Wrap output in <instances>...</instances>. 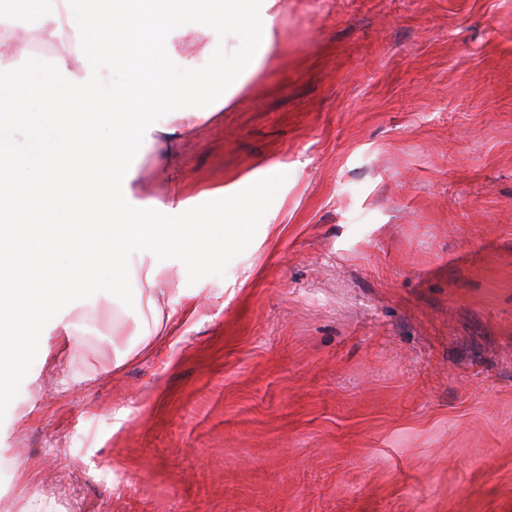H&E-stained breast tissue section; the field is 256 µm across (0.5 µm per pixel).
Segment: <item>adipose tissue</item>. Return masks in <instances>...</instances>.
<instances>
[{
	"mask_svg": "<svg viewBox=\"0 0 512 512\" xmlns=\"http://www.w3.org/2000/svg\"><path fill=\"white\" fill-rule=\"evenodd\" d=\"M23 2L69 43L71 56L50 67L33 61L41 104L25 90L0 100V394L25 352L47 361L52 342L73 338L70 312L84 289L118 292L137 281L155 313L159 258L201 260L241 242L238 234L214 237L206 224L143 222L158 204L131 197L127 155L142 144L167 159L198 119L229 106L243 75L274 48V13L288 8L287 0ZM177 11L196 14L232 42V61L215 79L226 92L202 108L189 102L196 70L171 76L155 64L158 47L179 36ZM104 61L122 69L124 80L103 82ZM61 253L69 263L44 277L45 262ZM135 254L143 257L136 266ZM107 265L114 277H100Z\"/></svg>",
	"mask_w": 512,
	"mask_h": 512,
	"instance_id": "1",
	"label": "adipose tissue"
}]
</instances>
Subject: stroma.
<instances>
[{
	"label": "stroma",
	"instance_id": "35a3bbf8",
	"mask_svg": "<svg viewBox=\"0 0 512 512\" xmlns=\"http://www.w3.org/2000/svg\"><path fill=\"white\" fill-rule=\"evenodd\" d=\"M0 65L66 58L39 15ZM164 68L219 73L185 12ZM276 46L169 159L155 224L224 232L209 188L277 187L242 247L70 314L0 397V512H512V0H288ZM84 375L62 391L67 374Z\"/></svg>",
	"mask_w": 512,
	"mask_h": 512
}]
</instances>
